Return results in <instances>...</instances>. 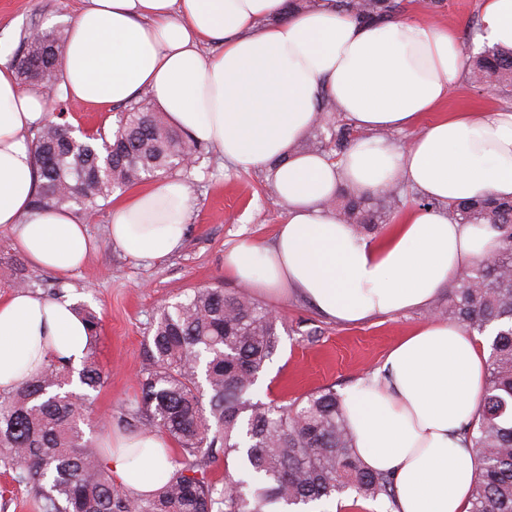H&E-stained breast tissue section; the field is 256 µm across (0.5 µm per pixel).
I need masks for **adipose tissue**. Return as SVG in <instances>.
<instances>
[{"label":"adipose tissue","instance_id":"obj_1","mask_svg":"<svg viewBox=\"0 0 512 512\" xmlns=\"http://www.w3.org/2000/svg\"><path fill=\"white\" fill-rule=\"evenodd\" d=\"M284 3L85 0L61 48L58 87L88 104L149 96L234 169L267 171L283 217L272 245L244 241L225 253L224 271L240 284L304 299L342 325L428 308L497 244V229L454 223L445 206L480 192L512 197V112H444L465 71L447 22L407 12L376 27L332 0L292 16ZM480 18L479 42L512 48V0H480ZM324 95L362 133L337 162L294 150ZM48 112L45 94L22 90L0 64V225L34 266L67 275L92 243L86 218L33 206L39 177L25 135ZM404 130L407 143L383 138ZM390 183L438 205L405 211L373 240L325 205L340 189L369 194ZM188 211L186 187L158 179L113 205L110 242L139 261L165 259L184 243ZM89 343L71 301L12 292L0 300V392L51 357L79 363ZM486 368V337L429 321L346 392L358 455L394 480L389 512H469L477 461L462 428ZM100 445L102 465L134 494L156 490L171 469L159 433H107Z\"/></svg>","mask_w":512,"mask_h":512}]
</instances>
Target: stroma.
Masks as SVG:
<instances>
[{
    "mask_svg": "<svg viewBox=\"0 0 512 512\" xmlns=\"http://www.w3.org/2000/svg\"><path fill=\"white\" fill-rule=\"evenodd\" d=\"M82 6L83 0H0V58L13 62L21 34L32 25L52 19L58 28H66ZM438 15L455 28L463 47L474 46L479 0H441ZM50 106L70 125L92 132L112 129L119 111L112 104H86L63 96L54 97ZM445 106L451 111H512L498 87L466 80L449 92ZM171 177L189 192L187 237L180 252L160 261H136L113 249L105 209L87 225L96 250L65 279L27 264L11 230L0 226V261L24 264L39 293L63 284L67 295L100 318L96 359L107 380L95 392L92 409L97 416L111 415L116 432L129 430L123 414L139 393L147 363L145 338L157 310L200 288L240 291V284L224 272L225 252L245 239L270 245L283 213L265 173L235 170L209 146L191 168L175 170ZM258 301L278 311L283 322L279 349L258 381L257 396L265 402H285L324 387L343 391L381 366L394 344L431 318L430 311L419 309L344 326L301 300L262 295Z\"/></svg>",
    "mask_w": 512,
    "mask_h": 512,
    "instance_id": "35a3bbf8",
    "label": "stroma"
}]
</instances>
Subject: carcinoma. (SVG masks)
<instances>
[{
	"mask_svg": "<svg viewBox=\"0 0 512 512\" xmlns=\"http://www.w3.org/2000/svg\"><path fill=\"white\" fill-rule=\"evenodd\" d=\"M336 8L383 24L406 5L336 0ZM64 39L58 28L26 33L16 59L20 82L54 91ZM467 69L472 82L494 81L512 94V48L486 47L468 57ZM354 140L352 124L324 96L312 132L296 149L338 159ZM31 145L39 174L34 206H76L84 216L114 191L176 170L183 156L198 151L146 98L118 112L108 133L76 136L53 117L38 125ZM400 201L392 185L375 197L343 191L331 205L362 235L382 229ZM448 213L458 224H491L500 232L495 261L480 259L456 278L448 305L435 314L467 334L492 336L483 398L463 427L478 461L470 512H512V198L482 193L448 205ZM0 277L21 290L34 288L15 262L1 263ZM78 309L98 340L99 317L85 305ZM279 341V322L245 291L196 289L160 309L146 340L151 363L124 414L140 431L162 433L180 447L181 459L151 494L118 492L82 428L90 392L106 380L94 343L80 369L52 357L31 381L0 393V465L32 495L36 512H287L348 490L362 499L392 500V478L370 470L354 449L336 390L320 388L286 404L254 398ZM221 457L243 473L235 490L209 477Z\"/></svg>",
	"mask_w": 512,
	"mask_h": 512,
	"instance_id": "cac0c4a2",
	"label": "carcinoma"
}]
</instances>
